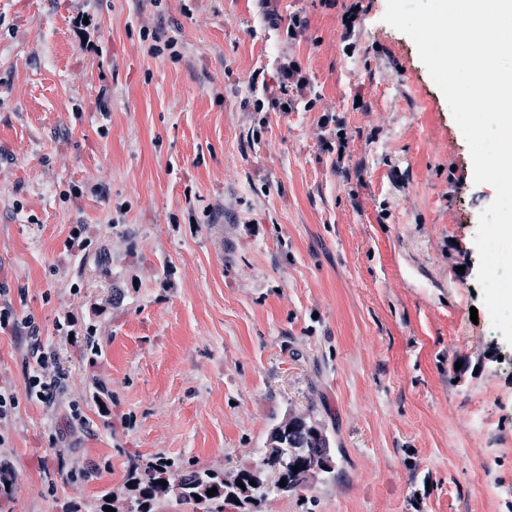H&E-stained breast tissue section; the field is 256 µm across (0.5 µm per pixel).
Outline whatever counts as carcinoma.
Masks as SVG:
<instances>
[{
    "label": "carcinoma",
    "instance_id": "obj_1",
    "mask_svg": "<svg viewBox=\"0 0 512 512\" xmlns=\"http://www.w3.org/2000/svg\"><path fill=\"white\" fill-rule=\"evenodd\" d=\"M272 435L282 439L283 455L272 457L267 464L280 470L285 486H276L280 492L297 491L310 480L335 470V457L330 438L324 428L304 415H292L278 425ZM133 490L137 492L128 505V512H158L160 501L169 495L194 506L195 512H224L232 505L245 510V506L265 500L272 489L260 474L244 470L233 481L224 479V473L211 468H185L171 458L160 457L141 467L136 461L129 466ZM167 485L162 486L159 481ZM255 484H250V481ZM213 495H207L210 489ZM201 500H196L195 496Z\"/></svg>",
    "mask_w": 512,
    "mask_h": 512
}]
</instances>
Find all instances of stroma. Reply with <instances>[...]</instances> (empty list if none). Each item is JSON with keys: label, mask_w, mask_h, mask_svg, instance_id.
<instances>
[{"label": "stroma", "mask_w": 512, "mask_h": 512, "mask_svg": "<svg viewBox=\"0 0 512 512\" xmlns=\"http://www.w3.org/2000/svg\"><path fill=\"white\" fill-rule=\"evenodd\" d=\"M386 3L276 0L291 41L256 0H0V305L62 373L31 400L28 331L0 334V512L128 501L159 456L274 483L292 413L335 473L252 512H512V346L475 246L496 192ZM286 54L302 103L254 111Z\"/></svg>", "instance_id": "1"}]
</instances>
